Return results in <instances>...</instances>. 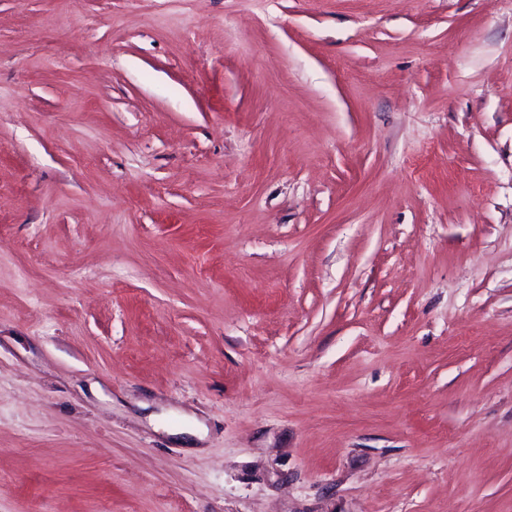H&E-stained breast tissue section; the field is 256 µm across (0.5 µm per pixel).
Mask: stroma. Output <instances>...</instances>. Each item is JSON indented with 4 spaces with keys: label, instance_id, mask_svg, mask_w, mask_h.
I'll use <instances>...</instances> for the list:
<instances>
[{
    "label": "stroma",
    "instance_id": "obj_1",
    "mask_svg": "<svg viewBox=\"0 0 512 512\" xmlns=\"http://www.w3.org/2000/svg\"><path fill=\"white\" fill-rule=\"evenodd\" d=\"M0 512H512V0H0Z\"/></svg>",
    "mask_w": 512,
    "mask_h": 512
}]
</instances>
